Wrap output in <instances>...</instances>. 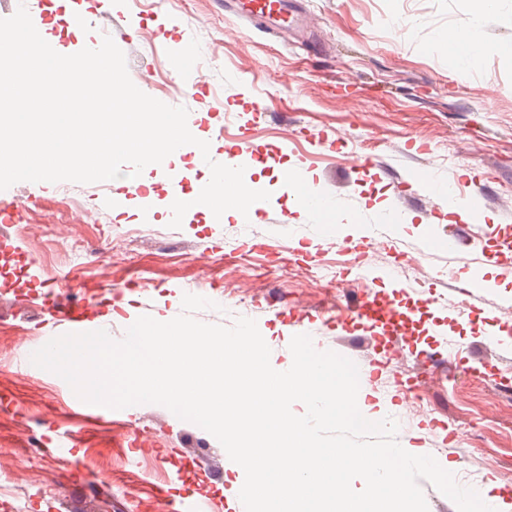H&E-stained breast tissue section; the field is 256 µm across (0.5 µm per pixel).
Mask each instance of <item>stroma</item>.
I'll return each instance as SVG.
<instances>
[{
  "label": "stroma",
  "instance_id": "35a3bbf8",
  "mask_svg": "<svg viewBox=\"0 0 512 512\" xmlns=\"http://www.w3.org/2000/svg\"><path fill=\"white\" fill-rule=\"evenodd\" d=\"M60 4L79 21L73 32H65V20L55 19L48 7L29 11L36 29L50 28L54 50L73 54L111 34L140 90L187 108L197 138L210 143L209 159L192 147L181 154L178 167L187 183L209 173L210 162L228 163L237 134L244 132L265 159L252 177L273 192L249 218L224 221L190 210L176 229L167 216L161 168L145 177L155 193L148 208L135 198L115 207L111 198L125 184L121 177L75 184L70 195L57 183L9 187L30 226L28 236L14 241L29 259L24 280L0 275V395L17 400L16 412H0V463L22 469L10 512H154L160 491L219 501L228 482L245 479L213 435L161 405L122 409L121 417L140 425L150 443L118 447L95 415H73L77 397L61 377L18 363L25 348L64 332L36 306L38 295L81 287L93 297L105 287L121 294L105 324L116 340L140 316L175 318L187 293L215 303L195 311L198 321L228 327L238 316L254 319L270 338L275 370L288 369L292 337L310 335L317 350L356 363L359 397L372 413L398 420L402 447L433 456L481 498L496 500L497 512H512V496L498 495L512 488V391L498 390L501 377L512 378V355L499 361L497 374L477 372L485 344L504 327L498 306L512 299V274L487 258L512 227V60L492 53L467 73L449 69L444 38L468 22V0H306L304 28L271 35L226 14L221 0ZM185 43L196 50L192 67L173 71L168 58ZM256 100L264 110L253 111ZM362 154L373 156V167H360ZM289 167L342 196L340 224L400 211L402 224L368 250L371 265L395 269V281L365 286L356 252L338 238L322 243L311 228L312 214L290 210L287 195L275 191ZM423 167L479 198L477 215L466 222L483 239L485 258L438 251L415 260L430 226L447 232L449 219L420 196L412 174ZM120 225L144 228L127 242L134 262L104 266L64 250L72 242L91 254L104 251ZM274 229L290 249L235 255L246 231L261 236ZM444 267L454 269L455 279H437ZM477 270L492 289L461 301L459 286ZM365 287L410 312L397 329L396 351L350 345L326 323L330 311ZM432 293L441 302H430ZM293 309L309 311L311 320H290ZM447 350L452 361L446 369L418 371V357ZM20 422L42 439L58 473L70 476L35 504L22 488L44 476L24 465L14 434ZM79 424L89 446L75 472L46 439ZM178 468L183 481L175 486L169 475Z\"/></svg>",
  "mask_w": 512,
  "mask_h": 512
}]
</instances>
